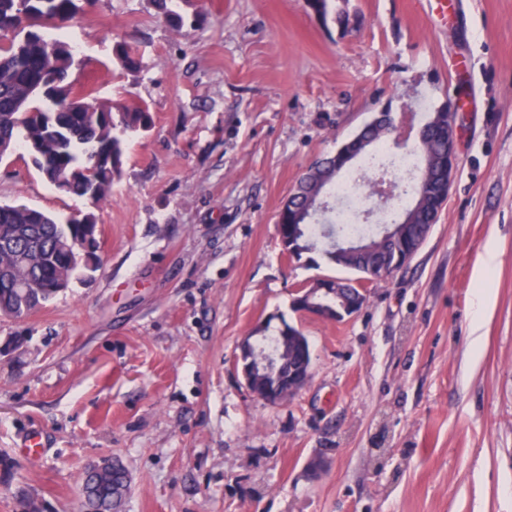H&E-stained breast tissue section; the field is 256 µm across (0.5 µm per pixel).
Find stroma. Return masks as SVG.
<instances>
[{
	"mask_svg": "<svg viewBox=\"0 0 512 512\" xmlns=\"http://www.w3.org/2000/svg\"><path fill=\"white\" fill-rule=\"evenodd\" d=\"M336 7L347 26L306 0H182L178 32L150 0H97L63 28L74 82L146 102L154 127L97 211L99 269L0 316V512H82L104 460L128 473L120 512H512V0H448L444 20L431 0ZM119 40L138 70L111 68ZM461 89L454 183L409 264L344 321L295 310L298 288L347 274L283 249L303 172L385 108L398 153L418 103ZM0 203L62 222L89 207L13 157ZM284 321L311 379L270 404L236 358Z\"/></svg>",
	"mask_w": 512,
	"mask_h": 512,
	"instance_id": "1",
	"label": "stroma"
}]
</instances>
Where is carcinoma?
Masks as SVG:
<instances>
[{
    "label": "carcinoma",
    "instance_id": "1",
    "mask_svg": "<svg viewBox=\"0 0 512 512\" xmlns=\"http://www.w3.org/2000/svg\"><path fill=\"white\" fill-rule=\"evenodd\" d=\"M177 2L152 0V5L163 22L179 31L185 20ZM92 4L93 0H0V30L10 34L9 43L0 45V162L23 147L46 182L99 206L122 176L128 138L151 131L154 120L146 103L114 106L96 101L92 90L75 93L76 85L70 81L75 65L72 49L66 41L50 36V31L61 29ZM113 62L127 71L140 66L139 56L124 42L113 47ZM25 103L38 112L19 111ZM447 151L448 116L441 115L420 144L409 172L418 181V189L407 194L403 206L385 218L384 225L402 220L422 195L419 222L409 225V232L414 238L429 234L445 203L440 193L448 183V173L428 171L424 161L428 154ZM314 179L313 175L300 178L299 190L278 216L285 235L301 250L304 242L321 238L325 230L323 224L299 218L309 196L308 182ZM97 224L93 210L60 224L28 205L0 204V315L20 318L44 307L60 293L56 285L64 271L74 279L96 271L84 265L83 252L61 250L59 244L83 241L87 230ZM402 247L392 242L342 261L328 253L322 257L328 264L357 274L356 283L342 282V287L355 290L379 282L381 272L392 271ZM302 363L311 365L308 348L269 369ZM82 486L85 512H112V494L127 488L128 480L125 469L119 468L106 484L86 473Z\"/></svg>",
    "mask_w": 512,
    "mask_h": 512
}]
</instances>
